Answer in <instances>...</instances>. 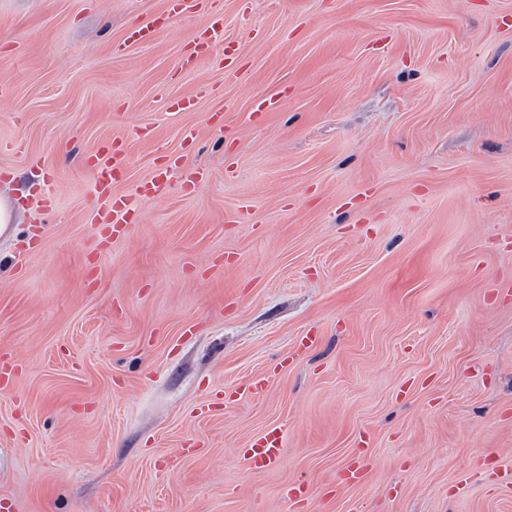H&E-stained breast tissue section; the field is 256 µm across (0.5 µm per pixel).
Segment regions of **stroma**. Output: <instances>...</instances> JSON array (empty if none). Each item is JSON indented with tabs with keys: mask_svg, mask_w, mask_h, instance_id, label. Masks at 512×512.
I'll list each match as a JSON object with an SVG mask.
<instances>
[{
	"mask_svg": "<svg viewBox=\"0 0 512 512\" xmlns=\"http://www.w3.org/2000/svg\"><path fill=\"white\" fill-rule=\"evenodd\" d=\"M164 8L0 0V501L512 512V0H206L130 43ZM214 15L226 69L180 71ZM113 138L117 192L175 153L208 178L106 240L87 159ZM247 454L249 466L261 472L282 458L283 435L279 428L269 429L254 439Z\"/></svg>",
	"mask_w": 512,
	"mask_h": 512,
	"instance_id": "35a3bbf8",
	"label": "stroma"
}]
</instances>
